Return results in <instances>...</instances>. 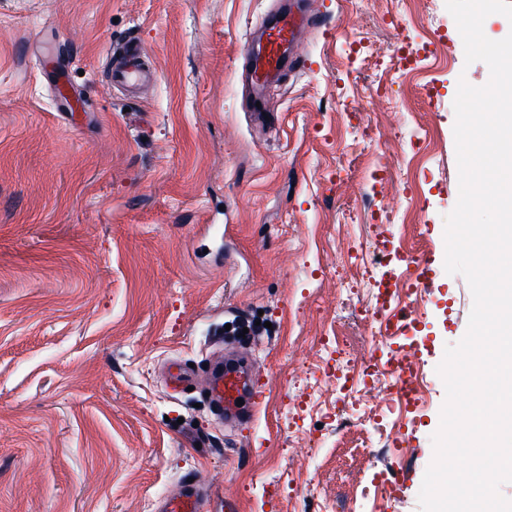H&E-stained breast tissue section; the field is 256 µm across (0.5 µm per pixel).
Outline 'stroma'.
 Masks as SVG:
<instances>
[{
    "mask_svg": "<svg viewBox=\"0 0 512 512\" xmlns=\"http://www.w3.org/2000/svg\"><path fill=\"white\" fill-rule=\"evenodd\" d=\"M288 2L0 0V512H159L191 477L203 512H330L384 469L398 499L349 512H421L437 367L473 307L444 269L453 103L489 69L445 0H310L258 121L249 48ZM129 41L156 78L110 87ZM374 213L435 271L422 330L385 347L358 315L383 269L350 263ZM339 332L362 361L420 346L431 389L406 456L370 441L354 475L336 440L360 409L300 377ZM238 346L254 415L227 423L205 381ZM172 359L191 390L168 388Z\"/></svg>",
    "mask_w": 512,
    "mask_h": 512,
    "instance_id": "stroma-1",
    "label": "stroma"
}]
</instances>
